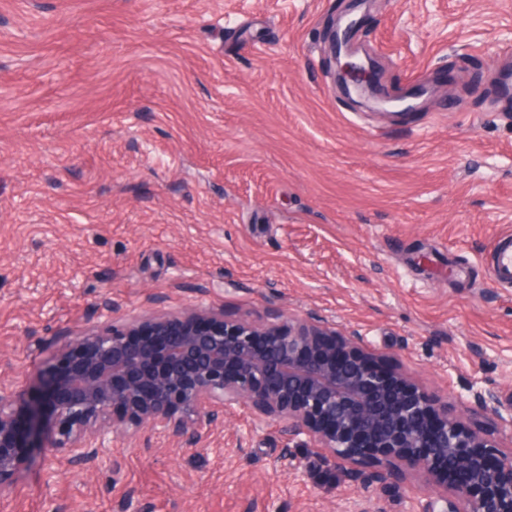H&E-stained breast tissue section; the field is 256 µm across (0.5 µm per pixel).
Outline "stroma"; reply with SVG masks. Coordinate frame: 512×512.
I'll list each match as a JSON object with an SVG mask.
<instances>
[{
    "label": "stroma",
    "mask_w": 512,
    "mask_h": 512,
    "mask_svg": "<svg viewBox=\"0 0 512 512\" xmlns=\"http://www.w3.org/2000/svg\"><path fill=\"white\" fill-rule=\"evenodd\" d=\"M376 59L380 113L333 79L327 31ZM512 0H0V382L35 391L61 333L165 307L316 315L449 413L512 395ZM107 462L36 454L0 512H421L424 478L362 481L236 408L189 448L144 431ZM493 279L506 288H512V234L496 238L486 257Z\"/></svg>",
    "instance_id": "obj_1"
}]
</instances>
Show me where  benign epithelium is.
Wrapping results in <instances>:
<instances>
[{"mask_svg":"<svg viewBox=\"0 0 512 512\" xmlns=\"http://www.w3.org/2000/svg\"><path fill=\"white\" fill-rule=\"evenodd\" d=\"M332 35L334 78L370 101L378 65ZM98 325L61 336L35 401L0 386V498L36 450L86 464L109 436L149 430L198 445L224 413L283 422L332 464L370 463L380 481L428 479L427 512H512V453L448 416L355 333L320 317L258 322L211 308H160L122 323L105 306ZM471 405L512 427L504 400L471 382Z\"/></svg>","mask_w":512,"mask_h":512,"instance_id":"benign-epithelium-1","label":"benign epithelium"}]
</instances>
